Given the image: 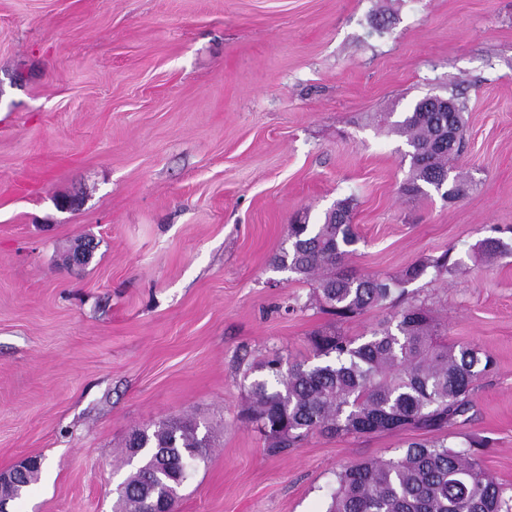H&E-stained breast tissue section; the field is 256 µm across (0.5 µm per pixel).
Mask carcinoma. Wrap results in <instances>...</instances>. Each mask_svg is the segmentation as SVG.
<instances>
[{
	"label": "carcinoma",
	"mask_w": 512,
	"mask_h": 512,
	"mask_svg": "<svg viewBox=\"0 0 512 512\" xmlns=\"http://www.w3.org/2000/svg\"><path fill=\"white\" fill-rule=\"evenodd\" d=\"M461 112H407L392 124L414 149L408 185L414 195L448 180V162L459 148L439 134L463 126ZM289 246L273 267L318 277L315 301L336 323L310 339L316 363L283 367L272 359L250 383L248 421L269 441V450L294 447L316 431L340 435L384 430H421L431 439L414 440L397 456L343 469L326 512H512V498L482 470L475 440L463 449L439 436L470 409L473 383L494 364L485 349L448 343L436 334L429 309L409 303L370 336H345L336 324L395 304L404 285L433 269L452 272L459 260L448 250L417 261L390 278L341 273L336 265L351 253L358 236L328 212L321 224L288 225ZM507 244L489 237L476 247L482 258L499 257ZM209 432L195 419L169 420L154 429L138 428L126 440L129 460L138 465L121 484L117 512H149L152 498H170L190 476L192 463L205 458Z\"/></svg>",
	"instance_id": "carcinoma-1"
}]
</instances>
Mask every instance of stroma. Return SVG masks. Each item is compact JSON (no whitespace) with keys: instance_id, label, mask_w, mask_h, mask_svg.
<instances>
[{"instance_id":"stroma-1","label":"stroma","mask_w":512,"mask_h":512,"mask_svg":"<svg viewBox=\"0 0 512 512\" xmlns=\"http://www.w3.org/2000/svg\"><path fill=\"white\" fill-rule=\"evenodd\" d=\"M431 94L465 105L453 201L406 194L378 121ZM343 199L345 271L460 258L406 297L493 355L446 432L512 497V254L474 255L512 245V0H0V471L45 467L10 512H113L128 434L179 417L212 446L174 512H326L398 455L412 431L273 453L246 419L248 374L330 320L271 258Z\"/></svg>"}]
</instances>
